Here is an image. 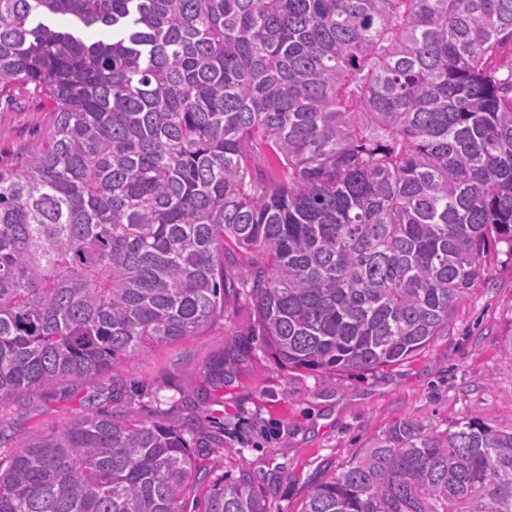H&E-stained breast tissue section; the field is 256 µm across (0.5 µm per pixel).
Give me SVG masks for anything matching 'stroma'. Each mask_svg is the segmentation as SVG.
Masks as SVG:
<instances>
[{
	"label": "stroma",
	"instance_id": "35a3bbf8",
	"mask_svg": "<svg viewBox=\"0 0 512 512\" xmlns=\"http://www.w3.org/2000/svg\"><path fill=\"white\" fill-rule=\"evenodd\" d=\"M55 114L33 86H0V169L17 166ZM488 278L454 312L447 334L415 356L367 372L282 369L258 334L247 297L228 302L222 321L196 336L118 366L0 407V455L34 431L61 429L90 412L143 422L199 424L205 468L187 512H203L214 481L247 471L270 512H302L309 488L338 474L395 422L425 418L446 428L464 416L512 428V256L492 248Z\"/></svg>",
	"mask_w": 512,
	"mask_h": 512
}]
</instances>
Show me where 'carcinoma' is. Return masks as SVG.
I'll list each match as a JSON object with an SVG mask.
<instances>
[{
  "mask_svg": "<svg viewBox=\"0 0 512 512\" xmlns=\"http://www.w3.org/2000/svg\"><path fill=\"white\" fill-rule=\"evenodd\" d=\"M512 0H0L52 129L0 173V407L248 297L284 368L369 371L512 256ZM253 256L241 275L224 258ZM194 428L91 413L0 458V512H185ZM205 512H268L254 476ZM303 512H512V431L393 424Z\"/></svg>",
  "mask_w": 512,
  "mask_h": 512,
  "instance_id": "carcinoma-1",
  "label": "carcinoma"
}]
</instances>
